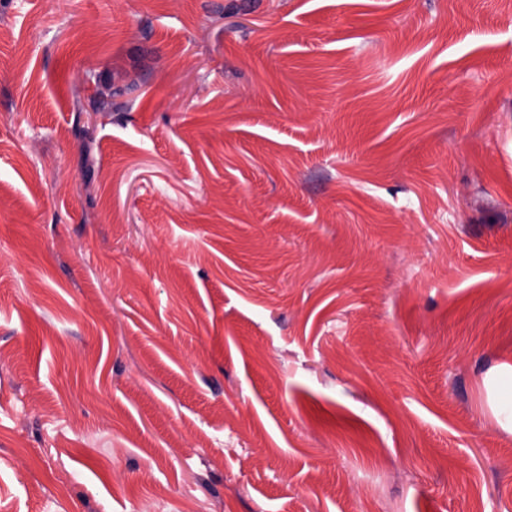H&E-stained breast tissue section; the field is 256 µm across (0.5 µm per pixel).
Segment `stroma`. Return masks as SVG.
Listing matches in <instances>:
<instances>
[{
	"instance_id": "stroma-1",
	"label": "stroma",
	"mask_w": 512,
	"mask_h": 512,
	"mask_svg": "<svg viewBox=\"0 0 512 512\" xmlns=\"http://www.w3.org/2000/svg\"><path fill=\"white\" fill-rule=\"evenodd\" d=\"M503 0H0V512H512Z\"/></svg>"
}]
</instances>
